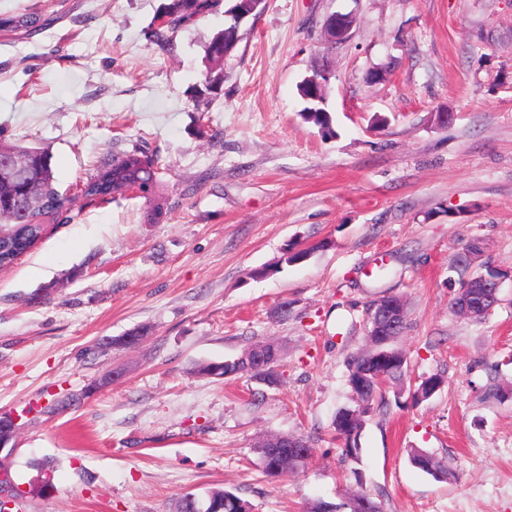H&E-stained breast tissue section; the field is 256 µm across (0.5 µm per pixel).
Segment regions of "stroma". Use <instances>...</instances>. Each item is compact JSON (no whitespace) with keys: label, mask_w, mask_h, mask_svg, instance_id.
Instances as JSON below:
<instances>
[{"label":"stroma","mask_w":512,"mask_h":512,"mask_svg":"<svg viewBox=\"0 0 512 512\" xmlns=\"http://www.w3.org/2000/svg\"><path fill=\"white\" fill-rule=\"evenodd\" d=\"M169 2L0 0V20L44 23L0 29V141L47 150L73 201L0 269L11 512H174L218 487L253 512L358 491L384 512H512V396L496 395L512 387V280L484 319L449 308L471 275L512 270V0H267L212 66L233 0L163 45ZM336 13L355 23L333 44ZM322 69L329 137L301 117L299 86ZM134 149L159 160L155 196L86 203L81 185ZM290 244L311 253L284 264ZM386 295L407 303L408 374L366 418L355 462L333 422ZM142 326L139 346L117 345ZM261 342L280 350L275 383L197 372ZM437 372L442 390L414 401ZM274 434L311 456L271 479L258 446ZM414 448L448 478L412 464ZM225 32L218 33L209 43L206 51V57L212 62H221L224 53V40L227 41L228 46H236L239 41L238 27L235 22L226 27ZM233 47V49H234ZM412 463L433 476L437 480H446L448 478V464L443 458L422 449H412L410 453Z\"/></svg>","instance_id":"35a3bbf8"}]
</instances>
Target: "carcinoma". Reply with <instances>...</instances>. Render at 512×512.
I'll return each instance as SVG.
<instances>
[{
  "instance_id": "cac0c4a2",
  "label": "carcinoma",
  "mask_w": 512,
  "mask_h": 512,
  "mask_svg": "<svg viewBox=\"0 0 512 512\" xmlns=\"http://www.w3.org/2000/svg\"><path fill=\"white\" fill-rule=\"evenodd\" d=\"M210 0H173L172 22L191 19L201 8L209 5ZM239 41L238 27L231 24L218 33L209 43L206 57L212 62L221 61L224 45L233 46ZM305 119L321 126L326 133H331L330 115L322 108H310L304 113ZM0 150L23 153L30 158L31 173L39 183L42 202L39 206L23 211L20 200L24 195L26 181L0 183V223L15 224L12 234L0 239V269L9 267L26 255L41 238L44 231V219H57L69 210L72 199L60 194L54 187V172L51 157L43 148L22 147L3 143ZM157 161L140 151L133 150L115 155L97 174L87 180L80 189L81 196L89 201H109L115 198L118 187L128 184L137 188L139 193L148 198L155 194L158 186L156 175ZM392 352L391 363L380 369L385 382L400 385L406 374V368L400 364L399 350L394 344L388 345ZM276 361L267 362L261 368L247 366L242 361L224 360L210 362L198 367L201 375L232 378L243 373L268 382H273ZM374 366L372 354L362 352L353 357L349 364L348 378L352 379L361 372H369ZM260 458L266 476L277 478L297 469L303 462L302 457H290L283 448H271L264 442L260 448ZM412 463L437 480L448 478L447 461L422 449H412ZM216 512H244L250 503L232 491L213 488L206 494ZM305 512H383L381 501L364 491L349 494L340 502L333 504L317 499L307 503Z\"/></svg>"
}]
</instances>
